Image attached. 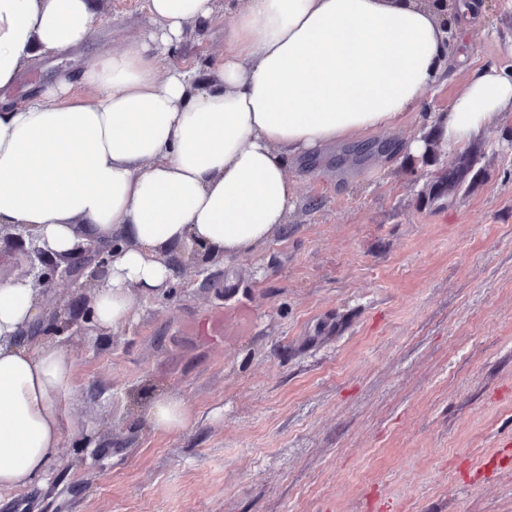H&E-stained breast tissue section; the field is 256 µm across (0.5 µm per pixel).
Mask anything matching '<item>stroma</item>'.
I'll return each mask as SVG.
<instances>
[{
	"instance_id": "obj_1",
	"label": "stroma",
	"mask_w": 512,
	"mask_h": 512,
	"mask_svg": "<svg viewBox=\"0 0 512 512\" xmlns=\"http://www.w3.org/2000/svg\"><path fill=\"white\" fill-rule=\"evenodd\" d=\"M475 18L415 118L293 161L296 204L256 252L214 257L98 328L94 293L62 282L37 304L73 364L47 479L0 512H512V110L464 149L428 134L473 70L512 74V0ZM95 47L132 44L143 0H104ZM230 14L170 56L224 49ZM34 244L0 236V279ZM191 423L157 432L153 400Z\"/></svg>"
}]
</instances>
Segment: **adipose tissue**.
Returning <instances> with one entry per match:
<instances>
[{
	"instance_id": "obj_1",
	"label": "adipose tissue",
	"mask_w": 512,
	"mask_h": 512,
	"mask_svg": "<svg viewBox=\"0 0 512 512\" xmlns=\"http://www.w3.org/2000/svg\"><path fill=\"white\" fill-rule=\"evenodd\" d=\"M233 21L207 76L166 64L188 29ZM130 46L60 70L26 103L0 98V226L54 256L115 245L95 287L100 328L124 325L138 293L167 289L185 242L254 252L288 222L289 162L395 128L448 62V18L424 0H146ZM92 0H0V91L37 57L80 49ZM512 105V75L476 70L430 125L466 147ZM30 280L0 282V492L42 482L60 446L59 398L73 367L37 333Z\"/></svg>"
}]
</instances>
